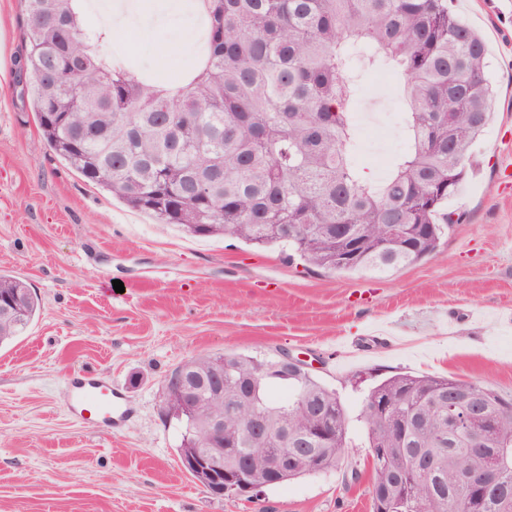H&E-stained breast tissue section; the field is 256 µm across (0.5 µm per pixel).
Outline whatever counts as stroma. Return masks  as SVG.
Segmentation results:
<instances>
[{
	"instance_id": "obj_1",
	"label": "stroma",
	"mask_w": 512,
	"mask_h": 512,
	"mask_svg": "<svg viewBox=\"0 0 512 512\" xmlns=\"http://www.w3.org/2000/svg\"><path fill=\"white\" fill-rule=\"evenodd\" d=\"M480 31L496 118L449 209L438 253L382 276L325 274L232 237H194L87 183L45 144L16 86L20 0H0V271L41 310L0 346V512H372L367 389L396 373L452 375L512 395V0H450ZM188 17L108 33L143 68L185 43ZM124 292H115L114 281ZM307 357L350 416L338 466L251 500L211 495L178 456L168 374L226 352ZM110 379L120 430L70 407V379ZM359 480H352L353 470Z\"/></svg>"
}]
</instances>
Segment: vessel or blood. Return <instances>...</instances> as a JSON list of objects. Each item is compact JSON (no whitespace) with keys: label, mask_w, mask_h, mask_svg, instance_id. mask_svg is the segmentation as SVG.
Returning a JSON list of instances; mask_svg holds the SVG:
<instances>
[{"label":"vessel or blood","mask_w":512,"mask_h":512,"mask_svg":"<svg viewBox=\"0 0 512 512\" xmlns=\"http://www.w3.org/2000/svg\"><path fill=\"white\" fill-rule=\"evenodd\" d=\"M74 387L77 412L117 427L130 420L132 410L129 404L110 382L80 376L75 378Z\"/></svg>","instance_id":"b4317fda"}]
</instances>
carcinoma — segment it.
<instances>
[{"label": "carcinoma", "instance_id": "1", "mask_svg": "<svg viewBox=\"0 0 512 512\" xmlns=\"http://www.w3.org/2000/svg\"><path fill=\"white\" fill-rule=\"evenodd\" d=\"M20 87L43 138L87 182L131 208L200 237L230 236L339 274H386L435 254L458 223L443 205L468 174L471 148L491 118L487 48L448 0H205L206 61L164 90L101 52L105 36L79 19L76 0H20ZM401 77L407 150L374 184L355 160L360 71ZM402 224L406 233L390 234ZM18 298L26 329L40 301L23 279L0 274V298ZM224 354L227 428L216 445L240 471L264 469L278 442L236 414L243 395L288 427V472L270 485L336 468L347 414L336 392L307 373L280 374ZM285 391L274 397L272 389ZM473 392L487 408L479 430L508 449L496 479L512 503V399L454 377L396 374L369 389L373 512H441L476 447L448 430V394ZM446 443L447 461L422 488L418 449ZM375 448L390 452L378 454Z\"/></svg>", "mask_w": 512, "mask_h": 512}]
</instances>
